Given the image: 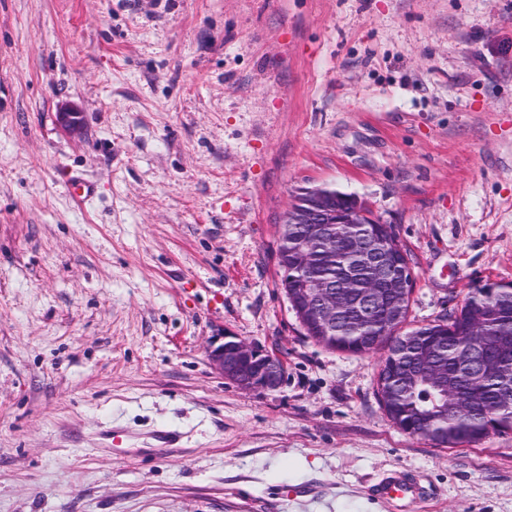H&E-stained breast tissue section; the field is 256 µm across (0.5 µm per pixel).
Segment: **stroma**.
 I'll return each mask as SVG.
<instances>
[{
	"label": "stroma",
	"mask_w": 512,
	"mask_h": 512,
	"mask_svg": "<svg viewBox=\"0 0 512 512\" xmlns=\"http://www.w3.org/2000/svg\"><path fill=\"white\" fill-rule=\"evenodd\" d=\"M314 188L392 226L407 328L512 282V0H0V512H394L393 470L403 512H512V431L408 436L382 350L304 336L277 248ZM228 335L277 389L211 367ZM218 345L210 344L207 356L212 368L240 389H275L283 379L284 363L273 353L237 337ZM251 365L246 369L244 365ZM372 492L384 500L410 503L423 494L422 487L410 476L395 473L372 485Z\"/></svg>",
	"instance_id": "35a3bbf8"
}]
</instances>
